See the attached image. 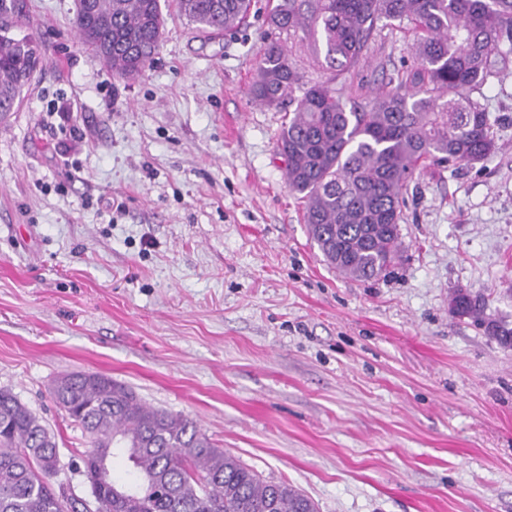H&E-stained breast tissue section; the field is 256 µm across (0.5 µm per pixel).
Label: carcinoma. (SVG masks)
<instances>
[{
	"mask_svg": "<svg viewBox=\"0 0 512 512\" xmlns=\"http://www.w3.org/2000/svg\"><path fill=\"white\" fill-rule=\"evenodd\" d=\"M212 38L245 25L253 0H176ZM267 42L250 89L266 106L288 103L278 139L289 189L326 261L368 280L399 258V224L413 174L431 165H473L498 143L482 99L512 58V0H268ZM24 0H0V116L22 101L42 63V45L24 32ZM411 32V60L359 102L344 98L346 77L367 60L382 21ZM82 44L112 73L134 79L157 53L161 0H76ZM311 49L324 79L312 85L286 44ZM478 92L481 98L473 97ZM485 297L459 288L453 319H469L512 348V324L487 313ZM50 397L88 437L84 472L101 465L94 512H318L305 492L269 481L219 448L194 420L151 408L125 384L99 373L65 374ZM128 467L114 476L113 461ZM55 435L11 391L0 390V512H67L56 493Z\"/></svg>",
	"mask_w": 512,
	"mask_h": 512,
	"instance_id": "carcinoma-1",
	"label": "carcinoma"
}]
</instances>
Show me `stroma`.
I'll return each instance as SVG.
<instances>
[{"label":"stroma","mask_w":512,"mask_h":512,"mask_svg":"<svg viewBox=\"0 0 512 512\" xmlns=\"http://www.w3.org/2000/svg\"><path fill=\"white\" fill-rule=\"evenodd\" d=\"M45 60L0 123V389L55 434V488L90 497L82 429L52 401L99 372L195 419L320 512H512V349L448 315L459 288L512 321V62L486 91L499 150L418 172L390 274L345 277L310 239L249 96L267 43L178 13L136 79L81 46L75 0H25ZM379 26L359 96L402 72Z\"/></svg>","instance_id":"stroma-1"}]
</instances>
